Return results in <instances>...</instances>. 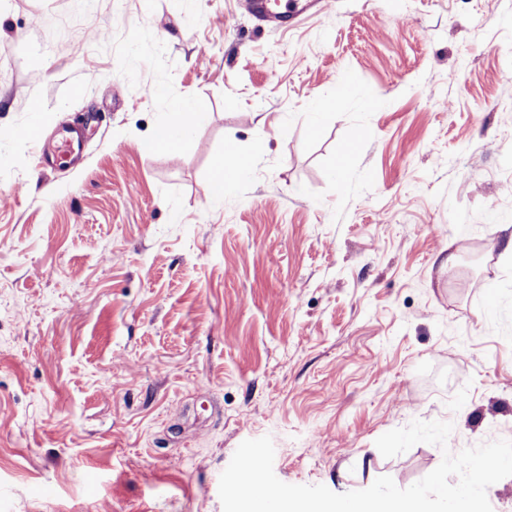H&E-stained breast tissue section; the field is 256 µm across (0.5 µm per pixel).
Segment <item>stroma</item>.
Wrapping results in <instances>:
<instances>
[{"instance_id": "obj_1", "label": "stroma", "mask_w": 512, "mask_h": 512, "mask_svg": "<svg viewBox=\"0 0 512 512\" xmlns=\"http://www.w3.org/2000/svg\"><path fill=\"white\" fill-rule=\"evenodd\" d=\"M82 115L40 174L21 131ZM511 237L512 0H0V512H223L266 435L337 493L512 440ZM416 419L446 447L382 456ZM280 0L279 6L272 8L268 0H239L240 9L253 17L260 25L280 27L290 20L316 9L320 0ZM85 158V141L81 131L63 127L56 132L51 146L44 143L43 162L51 168L78 167ZM232 151L236 154H238L242 158V162L238 166V168L230 173L231 169L235 166L236 161L232 157H221L216 162H220L224 159V166L218 167L217 165L214 166L211 181L212 186L214 185V189L216 193L213 192L212 199H218L224 196V173H230V179L231 182H236L239 180L241 175L249 168V162L247 159L241 155L238 150L234 146H226L225 152Z\"/></svg>"}]
</instances>
